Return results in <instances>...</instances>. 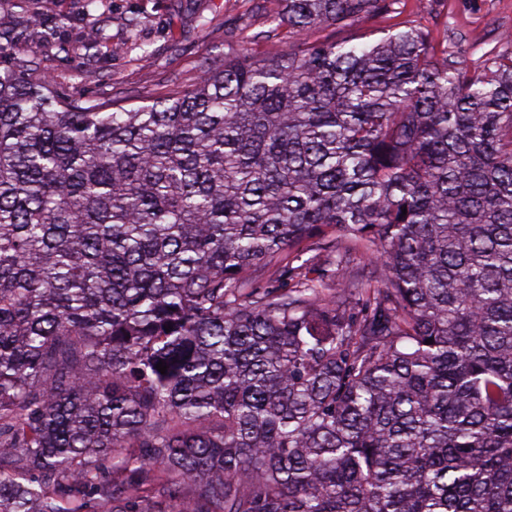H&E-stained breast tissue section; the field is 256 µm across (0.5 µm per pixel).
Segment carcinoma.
<instances>
[{"mask_svg":"<svg viewBox=\"0 0 512 512\" xmlns=\"http://www.w3.org/2000/svg\"><path fill=\"white\" fill-rule=\"evenodd\" d=\"M281 3L130 109L0 44V512H512V35ZM386 25V22H383L382 20L378 19L363 21L351 29L346 28L341 30L335 28L334 26H324L314 30L311 34H309V39L310 41L314 39L335 41L336 39L344 37L352 32L375 33L373 36L370 37L371 39H374L379 38L380 36L383 35L378 32H380L382 29H388L387 27H385Z\"/></svg>","mask_w":512,"mask_h":512,"instance_id":"cac0c4a2","label":"carcinoma"}]
</instances>
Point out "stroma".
I'll use <instances>...</instances> for the list:
<instances>
[{
  "instance_id": "35a3bbf8",
  "label": "stroma",
  "mask_w": 512,
  "mask_h": 512,
  "mask_svg": "<svg viewBox=\"0 0 512 512\" xmlns=\"http://www.w3.org/2000/svg\"><path fill=\"white\" fill-rule=\"evenodd\" d=\"M279 8V0H0V28L18 59L39 62L64 94L130 108L189 87L229 50L293 49L285 29L267 21ZM398 9L437 41L467 47L473 68L512 33V0H400ZM31 15L39 25H26ZM95 31L86 52L84 37Z\"/></svg>"
}]
</instances>
